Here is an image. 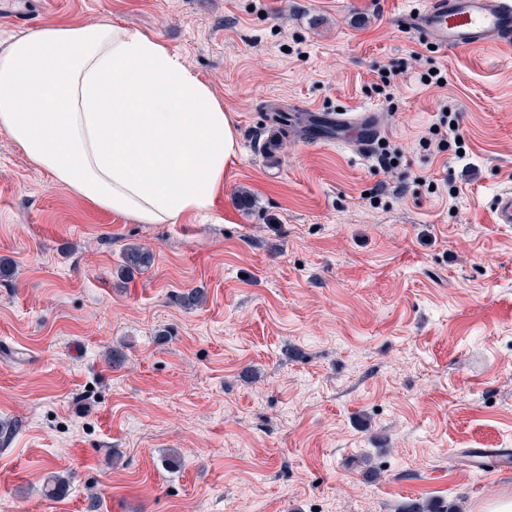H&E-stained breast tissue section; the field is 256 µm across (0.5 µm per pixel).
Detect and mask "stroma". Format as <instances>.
Segmentation results:
<instances>
[{"label":"stroma","mask_w":512,"mask_h":512,"mask_svg":"<svg viewBox=\"0 0 512 512\" xmlns=\"http://www.w3.org/2000/svg\"><path fill=\"white\" fill-rule=\"evenodd\" d=\"M423 4L22 0L24 26L0 17V40L101 21L158 37L241 146L211 213L140 224L0 133V512L512 500V466L466 458L512 448V224L491 206L512 190V48L431 49L406 22ZM296 105L370 110L383 132L367 152L288 130L266 168L268 112ZM443 108L465 156L424 145ZM130 245L154 262L124 278ZM52 474L72 475L64 497L45 496Z\"/></svg>","instance_id":"35a3bbf8"}]
</instances>
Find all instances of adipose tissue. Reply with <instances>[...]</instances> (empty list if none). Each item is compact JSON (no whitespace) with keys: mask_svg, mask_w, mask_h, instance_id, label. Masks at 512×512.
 Segmentation results:
<instances>
[{"mask_svg":"<svg viewBox=\"0 0 512 512\" xmlns=\"http://www.w3.org/2000/svg\"><path fill=\"white\" fill-rule=\"evenodd\" d=\"M0 133L75 194L141 224L212 210L239 142L206 81L111 22L0 42Z\"/></svg>","mask_w":512,"mask_h":512,"instance_id":"ef3b65f1","label":"adipose tissue"}]
</instances>
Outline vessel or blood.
Segmentation results:
<instances>
[{"instance_id": "b4317fda", "label": "vessel or blood", "mask_w": 512, "mask_h": 512, "mask_svg": "<svg viewBox=\"0 0 512 512\" xmlns=\"http://www.w3.org/2000/svg\"><path fill=\"white\" fill-rule=\"evenodd\" d=\"M416 31L437 47L457 51L482 46H512V0H427L411 20ZM330 128H356L357 143L370 146L379 133L376 113L365 111L346 121L324 114Z\"/></svg>"}]
</instances>
